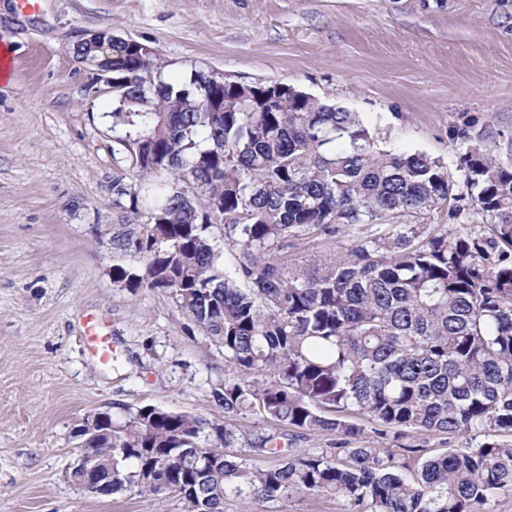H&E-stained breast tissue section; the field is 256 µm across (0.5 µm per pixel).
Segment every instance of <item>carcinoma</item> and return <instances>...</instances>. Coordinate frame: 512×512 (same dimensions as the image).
Returning a JSON list of instances; mask_svg holds the SVG:
<instances>
[{"instance_id":"obj_1","label":"carcinoma","mask_w":512,"mask_h":512,"mask_svg":"<svg viewBox=\"0 0 512 512\" xmlns=\"http://www.w3.org/2000/svg\"><path fill=\"white\" fill-rule=\"evenodd\" d=\"M145 48L107 33L73 45L112 68L113 142L138 176L108 187L112 283L169 295L233 368L217 404L271 430L242 447L234 424L162 406L123 423L90 414L87 494H175L186 512L300 495L348 512H496L512 497V440L500 439L512 436V161L479 143L463 158L489 233L407 224L457 198L441 160L388 147L359 113L307 93L166 78ZM375 225L385 231H362ZM339 234L338 253L288 260ZM354 415L379 445L362 444ZM283 427L332 433L336 447L285 450ZM430 434L472 443L430 455L418 444ZM390 435L409 444L395 454ZM270 455L281 463L254 464Z\"/></svg>"}]
</instances>
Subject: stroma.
Instances as JSON below:
<instances>
[{"instance_id": "35a3bbf8", "label": "stroma", "mask_w": 512, "mask_h": 512, "mask_svg": "<svg viewBox=\"0 0 512 512\" xmlns=\"http://www.w3.org/2000/svg\"><path fill=\"white\" fill-rule=\"evenodd\" d=\"M151 46L165 76L281 82L360 113L462 184L474 142L512 160V0H0V512H185L66 479L78 428L145 405L212 420L224 350L161 292L112 284L113 97L71 51L88 32ZM96 318L109 346L85 334Z\"/></svg>"}]
</instances>
